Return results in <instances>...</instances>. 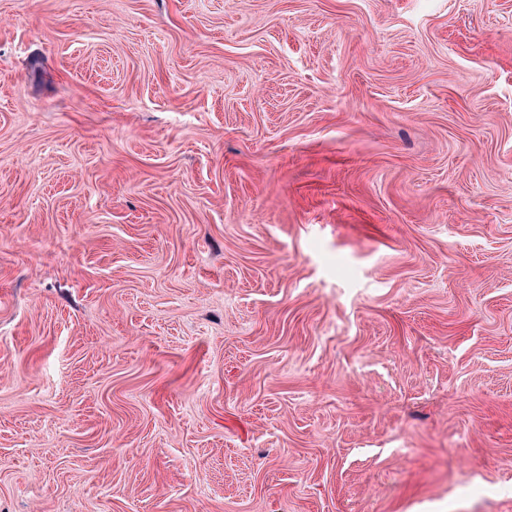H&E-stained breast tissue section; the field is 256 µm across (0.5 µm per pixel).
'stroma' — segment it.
<instances>
[{
    "mask_svg": "<svg viewBox=\"0 0 512 512\" xmlns=\"http://www.w3.org/2000/svg\"><path fill=\"white\" fill-rule=\"evenodd\" d=\"M0 512H512V0H0Z\"/></svg>",
    "mask_w": 512,
    "mask_h": 512,
    "instance_id": "obj_1",
    "label": "stroma"
}]
</instances>
